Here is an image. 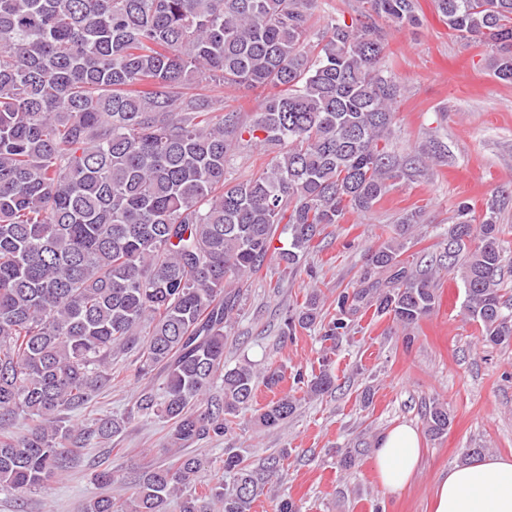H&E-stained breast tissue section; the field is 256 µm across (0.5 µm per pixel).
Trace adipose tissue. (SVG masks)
I'll return each mask as SVG.
<instances>
[{
    "mask_svg": "<svg viewBox=\"0 0 512 512\" xmlns=\"http://www.w3.org/2000/svg\"><path fill=\"white\" fill-rule=\"evenodd\" d=\"M421 455L417 429L399 424L388 430L375 450L374 471L388 492L402 490ZM433 512H512V459L485 456L449 468L432 491Z\"/></svg>",
    "mask_w": 512,
    "mask_h": 512,
    "instance_id": "ef3b65f1",
    "label": "adipose tissue"
}]
</instances>
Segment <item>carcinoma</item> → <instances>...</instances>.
Returning <instances> with one entry per match:
<instances>
[{
    "label": "carcinoma",
    "mask_w": 512,
    "mask_h": 512,
    "mask_svg": "<svg viewBox=\"0 0 512 512\" xmlns=\"http://www.w3.org/2000/svg\"><path fill=\"white\" fill-rule=\"evenodd\" d=\"M360 14L323 26L317 0H0V493L47 488L80 449L110 441L135 419L170 423L168 466L143 471L123 502L114 472L83 512H251L288 457L261 467L224 449V475L196 494L207 462L189 446L234 432L252 406L259 373L224 362L227 329L244 284L275 260L294 273L325 228L367 212L393 187L448 158L439 142L402 161L380 146L405 91L380 65L377 20L419 24L417 0H361ZM448 30L489 48V67L512 83V0H434ZM213 82L262 88L251 117L221 95L188 91ZM270 156L257 175L227 177L251 148ZM509 196L478 213L458 204L439 265L458 270L464 309L482 341L512 346L505 288ZM419 210L406 211L365 248L359 285L331 303L312 288L287 311L281 334L348 336L366 314L408 329L435 307L431 268L402 258ZM288 247L275 248L279 225ZM137 352L141 385L122 417L84 428L69 415L112 384V357ZM309 396L333 390L327 354L319 373L296 371ZM298 400L255 410L264 430L284 425ZM35 424L16 435L19 417ZM429 435L448 432L439 402Z\"/></svg>",
    "instance_id": "cac0c4a2"
}]
</instances>
